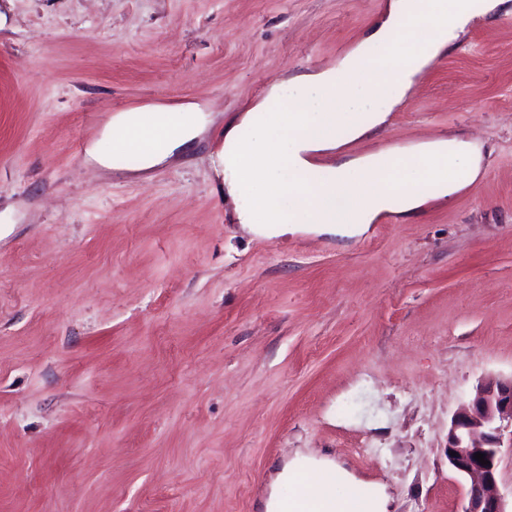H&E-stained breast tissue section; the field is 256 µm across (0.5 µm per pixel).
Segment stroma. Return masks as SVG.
I'll use <instances>...</instances> for the list:
<instances>
[{
    "instance_id": "obj_1",
    "label": "stroma",
    "mask_w": 512,
    "mask_h": 512,
    "mask_svg": "<svg viewBox=\"0 0 512 512\" xmlns=\"http://www.w3.org/2000/svg\"><path fill=\"white\" fill-rule=\"evenodd\" d=\"M391 0H0V512H265L328 458L388 512H462L456 411L512 374V13L478 18L361 157L447 135L481 172L359 235L242 228L212 161L292 72ZM198 107L152 169L88 150L114 114Z\"/></svg>"
}]
</instances>
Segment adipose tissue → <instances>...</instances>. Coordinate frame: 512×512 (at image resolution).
Listing matches in <instances>:
<instances>
[{
  "instance_id": "ef3b65f1",
  "label": "adipose tissue",
  "mask_w": 512,
  "mask_h": 512,
  "mask_svg": "<svg viewBox=\"0 0 512 512\" xmlns=\"http://www.w3.org/2000/svg\"><path fill=\"white\" fill-rule=\"evenodd\" d=\"M510 11L512 0H393L386 18L368 37L378 49L376 56L353 51L334 68L273 84L254 110L227 127L224 148L215 161L230 175L228 196L246 203L240 213L243 226L265 235L288 225L356 234L387 208L396 187L407 192L401 207L406 214L425 202L427 191L449 196L463 180H475L480 151L456 139L384 163L365 157L342 159L328 167L323 182L315 186L306 177L316 170L318 153L337 148V131L356 139L383 124L389 108L404 100L418 75L474 18ZM404 32L415 37L408 51L398 39ZM200 129V122L190 121L183 111L140 108L112 117L107 131L133 145L146 170L192 142ZM318 474L343 486L344 496L337 499L334 512H349L355 478L332 461L300 457L288 462L279 478L289 486H302L316 499Z\"/></svg>"
}]
</instances>
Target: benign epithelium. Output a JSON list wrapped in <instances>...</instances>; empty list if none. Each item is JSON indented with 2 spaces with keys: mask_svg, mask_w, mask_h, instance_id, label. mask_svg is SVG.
<instances>
[{
  "mask_svg": "<svg viewBox=\"0 0 512 512\" xmlns=\"http://www.w3.org/2000/svg\"><path fill=\"white\" fill-rule=\"evenodd\" d=\"M512 449V376H489L452 418L448 466L469 482L462 512H509L499 490L503 449ZM482 453L489 464L478 462Z\"/></svg>",
  "mask_w": 512,
  "mask_h": 512,
  "instance_id": "benign-epithelium-1",
  "label": "benign epithelium"
}]
</instances>
